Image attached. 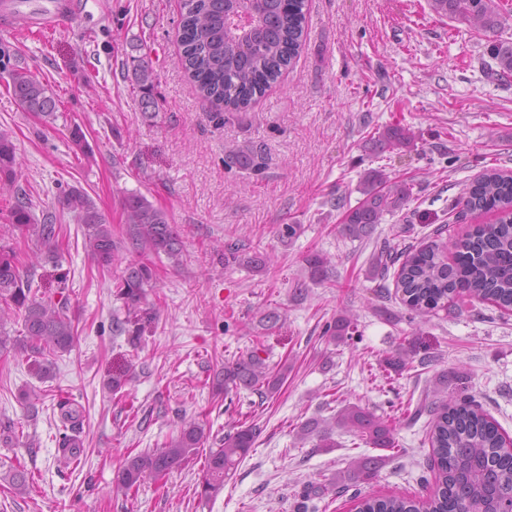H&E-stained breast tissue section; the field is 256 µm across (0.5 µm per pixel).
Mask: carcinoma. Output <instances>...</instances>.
<instances>
[{
  "mask_svg": "<svg viewBox=\"0 0 512 512\" xmlns=\"http://www.w3.org/2000/svg\"><path fill=\"white\" fill-rule=\"evenodd\" d=\"M429 9L439 17L467 24L484 35L503 29L512 13L501 0H427ZM308 13V0H183L179 34V61L196 84L201 96L213 107L226 112H245L251 103L276 84L293 64L302 46ZM491 63L487 74L495 80L512 78V41L494 39L488 44ZM8 64L14 77L6 91L25 112L36 114L52 126L57 118L59 100L48 85L22 66L17 50ZM134 82L142 92L144 113L155 107L149 91L154 85L153 71L146 65L133 66ZM409 129L389 127L371 137L375 149L384 153L407 144ZM226 163L249 173H258L263 157L256 149L232 148ZM23 173V160L10 136L0 132V189L12 187ZM364 198L347 209L342 232L359 240L367 239L387 214L404 209L413 195V184L391 180L382 170L368 173L362 188ZM61 212L84 228L85 249L97 265L108 271L118 260L120 242L115 240L112 224L87 191L75 185L65 187L57 196ZM37 203L30 194L17 195L7 212V223L19 232L36 228V249L28 257V266L59 241L61 225L39 224ZM125 224L133 248L141 259L130 261L115 279V296L126 307V317L116 329L139 335L152 320V312L141 308L146 288L154 279L153 260L166 256L177 259L181 241L165 210L144 194L131 193L122 201ZM467 215L491 214L494 220L473 225L462 238L446 243L431 241L410 246L396 277V290L415 317L424 318L442 309H452L469 297L512 310V174L495 168L477 175L457 198L452 209ZM245 263L260 268L267 258L254 254L244 257L231 251L224 262ZM308 277L319 281L326 276L331 260L320 253L305 258ZM22 318V331L12 337L6 331L8 320ZM355 327L348 314L336 316L326 325L323 335L336 342L350 335ZM74 319L67 306H57L36 296L33 280L23 275L15 250L0 247V358L19 352L34 359L40 370L50 372L57 357L71 351L76 339ZM288 377V367L277 370L251 351L227 363L212 379L214 387L229 393L248 390L258 394L276 392ZM427 411L432 415L430 442L436 472V489L426 500L399 496H365L356 503L357 512H477L489 497L488 479L495 482L500 503L512 502V444L498 426L472 399L458 402L446 399L448 387L437 383ZM63 423L74 432L62 447L71 456L80 454V411L67 408ZM342 427L377 448L395 446L389 421L359 405L343 406L333 422L311 419L301 434H314L320 446L330 448L333 428ZM257 429L242 426L224 434V444L210 450L207 467L200 482V497L216 498L224 491V481L237 470L255 443ZM205 429L190 419L161 448H149L129 459L118 471L116 486L129 491L148 480H156L175 467L187 464L203 444ZM386 457L361 458L328 485H312L305 497L323 498L339 487L347 489L372 479Z\"/></svg>",
  "mask_w": 512,
  "mask_h": 512,
  "instance_id": "cac0c4a2",
  "label": "carcinoma"
}]
</instances>
